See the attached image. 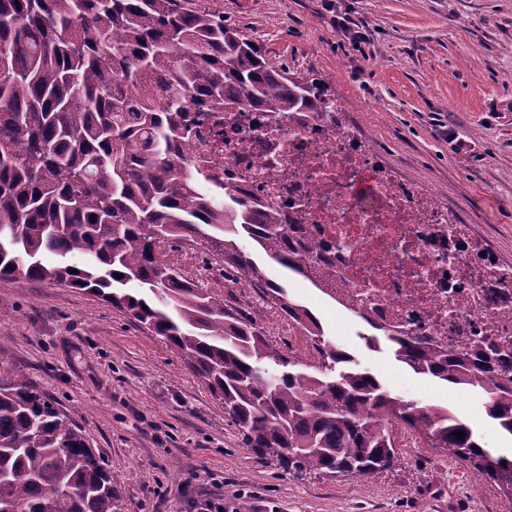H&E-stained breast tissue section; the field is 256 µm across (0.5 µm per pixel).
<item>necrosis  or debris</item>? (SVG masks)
Masks as SVG:
<instances>
[{
	"instance_id": "necrosis-or-debris-1",
	"label": "necrosis or debris",
	"mask_w": 512,
	"mask_h": 512,
	"mask_svg": "<svg viewBox=\"0 0 512 512\" xmlns=\"http://www.w3.org/2000/svg\"><path fill=\"white\" fill-rule=\"evenodd\" d=\"M193 153L225 181L271 202L291 243L317 248L337 287L297 276L337 309L366 308L375 327L404 326L455 354L485 353L512 374V265L469 225L450 219L431 192L383 168L333 120L289 121L253 107L199 119Z\"/></svg>"
}]
</instances>
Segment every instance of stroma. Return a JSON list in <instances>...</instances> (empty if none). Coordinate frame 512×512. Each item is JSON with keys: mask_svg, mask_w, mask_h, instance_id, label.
<instances>
[{"mask_svg": "<svg viewBox=\"0 0 512 512\" xmlns=\"http://www.w3.org/2000/svg\"><path fill=\"white\" fill-rule=\"evenodd\" d=\"M216 9L290 75L319 82L343 127L383 167L439 194L442 207L512 264V0H188ZM347 16L363 39L336 29ZM203 288L224 267L165 246ZM326 336L404 400L450 406L484 447L512 456L482 394L414 373L387 342L367 347L353 314L301 288ZM0 369L21 372L83 431L111 472L123 512H190L187 496L242 498L253 512H512L491 482L426 445L399 448L370 476L292 474L245 448L237 426L166 341L90 292L0 280Z\"/></svg>", "mask_w": 512, "mask_h": 512, "instance_id": "stroma-1", "label": "stroma"}]
</instances>
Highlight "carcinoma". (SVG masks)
Returning a JSON list of instances; mask_svg holds the SVG:
<instances>
[{
  "mask_svg": "<svg viewBox=\"0 0 512 512\" xmlns=\"http://www.w3.org/2000/svg\"><path fill=\"white\" fill-rule=\"evenodd\" d=\"M236 107L339 119L317 82L269 63L217 10L181 0H0V279L83 289L125 310L223 401L245 447L287 470L374 474L393 462L400 429L512 496V459L492 456L448 409L392 395L245 251L248 238L303 274L314 253L289 252L274 206L190 156L192 113ZM172 240L223 262L261 291V307L244 314L224 290L166 266L158 248ZM270 309L305 331L315 363L271 348L260 327ZM385 337L414 372L482 391L487 416L512 436V375L405 330ZM118 501L76 423L0 371V512H118Z\"/></svg>",
  "mask_w": 512,
  "mask_h": 512,
  "instance_id": "1",
  "label": "carcinoma"
}]
</instances>
